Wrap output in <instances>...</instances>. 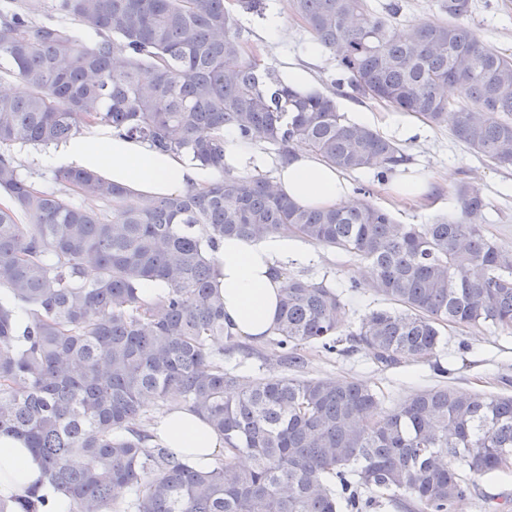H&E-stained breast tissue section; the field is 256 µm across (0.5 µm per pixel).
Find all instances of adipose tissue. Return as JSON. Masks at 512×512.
<instances>
[{
  "instance_id": "1",
  "label": "adipose tissue",
  "mask_w": 512,
  "mask_h": 512,
  "mask_svg": "<svg viewBox=\"0 0 512 512\" xmlns=\"http://www.w3.org/2000/svg\"><path fill=\"white\" fill-rule=\"evenodd\" d=\"M225 168L250 174L272 165L257 146L222 131ZM54 162L98 172L138 197L178 195L222 179V170L206 169L188 155L160 153L148 144L91 130L59 146ZM276 165V164H273ZM273 183L280 192L308 208L346 206L352 201L345 173L305 147L276 165ZM298 239L283 234L228 236L214 253V285L224 299V320L236 336L260 342L274 335L279 304L289 287V262L301 260ZM152 431L157 442L207 465L224 450L223 438L202 416L170 402ZM46 493L39 458L23 439L0 433V497L29 491Z\"/></svg>"
}]
</instances>
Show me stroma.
<instances>
[{
	"mask_svg": "<svg viewBox=\"0 0 512 512\" xmlns=\"http://www.w3.org/2000/svg\"><path fill=\"white\" fill-rule=\"evenodd\" d=\"M265 15L242 14V35L249 44H261L264 63L281 69L288 62L306 64L314 73L322 92L336 96L339 111L347 117L358 112L374 116L372 124L382 136H389L390 125L407 124L416 128L412 138L401 143L408 161L401 174L423 176L429 181L430 192L424 204L412 205L393 201L383 183L372 173L360 172L350 176L351 187L366 186L371 204L387 209L405 224H431L439 217H455L459 207L455 196L461 182L474 184L484 196L487 207L482 225L489 237L505 247L512 248V166L496 167L480 155L470 151L454 138L449 126L435 127L408 114L394 111L370 100L357 99L348 87H335L339 73L336 60L330 52L310 57L306 47L312 37L300 23L289 15L287 0H264ZM474 20L482 40L512 54V0H487ZM278 15L286 30L285 38L276 43L266 42L264 24L269 15ZM307 258L291 263L289 274L313 281L326 280L340 293L345 305L347 324L358 325L369 311L383 307L384 300L371 289L352 288V280L367 278V265L354 258L331 250L303 244ZM269 342L255 344L250 355L225 349L224 366L243 380L261 375L280 373L272 361ZM306 363L298 369L301 377L339 376L353 379L381 390L386 407H394L412 393L447 384L460 391L485 390L512 395V335L477 328L449 329L438 352L440 363L447 368V376H440L429 363H409L395 367L378 366L366 352L347 356L326 353L317 348L304 351Z\"/></svg>",
	"mask_w": 512,
	"mask_h": 512,
	"instance_id": "stroma-1",
	"label": "stroma"
}]
</instances>
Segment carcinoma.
<instances>
[{
  "label": "carcinoma",
  "instance_id": "1",
  "mask_svg": "<svg viewBox=\"0 0 512 512\" xmlns=\"http://www.w3.org/2000/svg\"><path fill=\"white\" fill-rule=\"evenodd\" d=\"M262 0H0V433L40 457L69 512H363L379 498L403 512H457L473 478L512 474V396L417 391L391 409L352 379L224 370L212 251L226 236H297L371 265L365 286L394 304L344 327L339 294L290 277L271 340L278 365L301 351L365 350L385 367L430 362L445 328L512 333V249L477 224L487 203L461 183L460 216L401 224L366 201L304 208L262 175L224 169V126L280 160L305 145L343 172L381 181L407 161L400 145L350 122L332 94H302L246 52L235 9ZM360 99L424 122L499 166L512 165V55L483 42L474 0H439L440 18L391 22L368 0H288ZM70 20L93 36L72 35ZM184 152L224 169L202 192L138 199L103 175L55 172V190L20 173L18 146L49 147L87 126ZM95 270L94 276L87 269ZM161 288L151 299L140 289ZM179 396L224 436L200 467L149 444L130 424L145 402ZM131 491L127 501L112 496ZM370 496L365 498L362 491ZM31 492L0 512H49Z\"/></svg>",
  "mask_w": 512,
  "mask_h": 512
}]
</instances>
